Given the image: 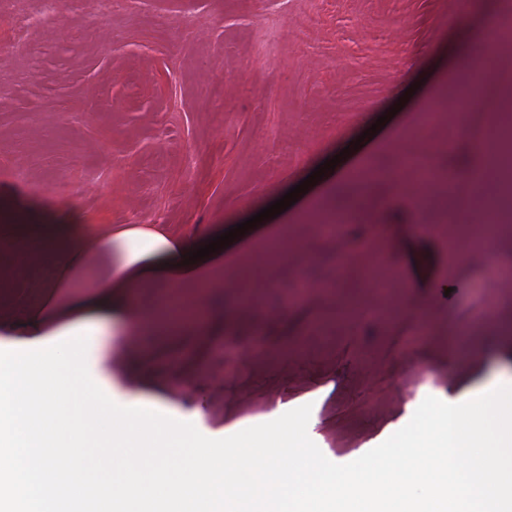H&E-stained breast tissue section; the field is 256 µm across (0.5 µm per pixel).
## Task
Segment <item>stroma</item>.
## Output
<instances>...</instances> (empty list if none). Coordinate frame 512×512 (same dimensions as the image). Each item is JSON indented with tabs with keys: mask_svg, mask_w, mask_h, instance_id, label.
<instances>
[{
	"mask_svg": "<svg viewBox=\"0 0 512 512\" xmlns=\"http://www.w3.org/2000/svg\"><path fill=\"white\" fill-rule=\"evenodd\" d=\"M62 2L56 12L0 0V237L12 247L0 294L18 302L51 274L28 258L38 225L72 207L93 234L137 224L203 241L281 199L388 113L401 150H433L438 172L480 162L467 139L409 122L499 0L464 11L458 0H130L110 13L97 0ZM400 152L370 158L365 192L345 184L321 206L272 218L301 250L271 254L267 234L249 237L245 263L206 297L209 331L184 325L128 346L124 310L86 337L112 370L108 385L86 377L95 400L227 443L303 414L319 457L352 476L368 460L405 476L393 455L401 436L438 435L448 411L512 385V287L496 268L512 259V231L495 239L496 263L458 252L479 235L469 212L417 208ZM336 207L355 212L337 241L319 234ZM376 254L396 275L383 293L365 271ZM381 374L392 380L384 394L373 388ZM229 375L241 383L234 397Z\"/></svg>",
	"mask_w": 512,
	"mask_h": 512,
	"instance_id": "obj_1",
	"label": "stroma"
}]
</instances>
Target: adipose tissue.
I'll return each mask as SVG.
<instances>
[{
  "label": "adipose tissue",
  "mask_w": 512,
  "mask_h": 512,
  "mask_svg": "<svg viewBox=\"0 0 512 512\" xmlns=\"http://www.w3.org/2000/svg\"><path fill=\"white\" fill-rule=\"evenodd\" d=\"M54 240L50 254L57 274L39 290L30 310L29 349H45L52 379L28 359L0 360V512H62L63 504L84 512H207L232 501L231 512H512V393L487 389L480 399V430L449 421L436 454L445 465L413 469L397 484L367 465L365 478L346 477L309 449L313 429L300 433L280 425L277 452L266 455L265 429L234 443L233 450L192 444L183 432L132 447L126 432L133 418L110 421L112 451L126 473L96 479L77 449L87 433L77 421L59 417L63 404L78 403L81 374L108 382L109 373L83 338L111 314L113 302L127 293L159 284L205 291L224 266V251L184 264L182 245L132 227L109 236L81 232L76 211L42 227ZM67 336L80 352L76 363L59 364L48 347ZM492 430L485 441L483 430ZM346 484L344 504L336 487Z\"/></svg>",
  "instance_id": "obj_1"
}]
</instances>
